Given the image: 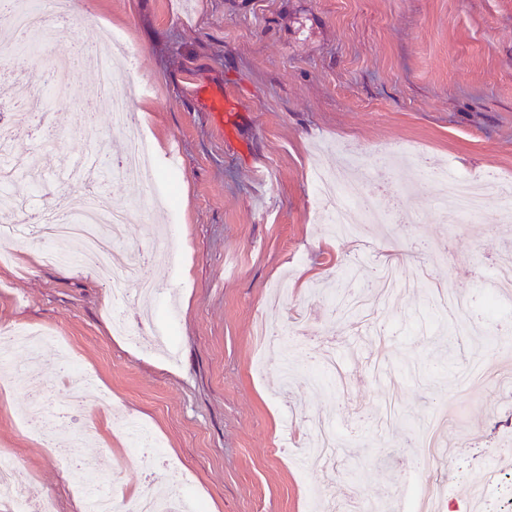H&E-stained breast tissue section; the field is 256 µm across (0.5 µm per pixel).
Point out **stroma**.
Listing matches in <instances>:
<instances>
[{
  "label": "stroma",
  "instance_id": "35a3bbf8",
  "mask_svg": "<svg viewBox=\"0 0 512 512\" xmlns=\"http://www.w3.org/2000/svg\"><path fill=\"white\" fill-rule=\"evenodd\" d=\"M90 19L63 23L54 59L90 47L101 26L120 33L133 53L125 83L131 109L158 163L155 196L135 179L110 173L105 201L130 210L129 245L144 248L168 226L179 237L174 255L151 258L154 281L169 283L166 302L126 304L129 325L166 331L172 354L131 347L112 329V285L80 262L29 263L42 249L30 238L0 239V336L38 328L59 336L45 345L40 365L52 381L35 387L21 360L0 363V450L20 462L19 479L36 481L57 512H78L83 460L113 492L133 496L171 487L193 496L203 512H306L309 489L329 488L338 507L358 497L398 504L405 480L427 491L447 490L465 502L473 477L497 463L491 448L512 439V402L500 384L512 380V353L487 333L512 337V299L485 307L480 272L512 256V222L501 200L484 193V216L441 224L433 201L446 187L416 183L402 192L404 174L388 178L378 146L423 150L446 162L451 176L497 171L512 177V0H68ZM99 77L81 69L65 103L33 118L13 115L14 141L56 135L42 152L37 185L11 193L32 209L70 210L88 191L65 178L70 158L86 142L78 116L98 94ZM222 93L223 116L197 98L199 87ZM178 153L175 181L160 162ZM352 164L378 207H404L415 224L360 225L372 244L389 241L400 275L425 268L433 286L468 297L470 332L449 333L427 289L405 290L383 311L392 333L383 357L368 334L339 325L321 287L340 284L356 260L374 282L377 253L356 252L350 237L330 232L318 217L308 173ZM271 330L297 327L304 366L283 385L279 350L260 348L259 321ZM97 381L90 400L74 402L66 388L61 348ZM336 351L343 388L313 382L307 372L321 348ZM484 378L455 391L474 364ZM50 411L39 434L18 421L32 395ZM448 404L444 441L453 464H415L420 434L440 402ZM329 418L340 447L332 466L305 471L296 454L313 414ZM129 417L148 428L163 453L155 469L132 461L115 428ZM89 432L85 446L77 430Z\"/></svg>",
  "mask_w": 512,
  "mask_h": 512
}]
</instances>
